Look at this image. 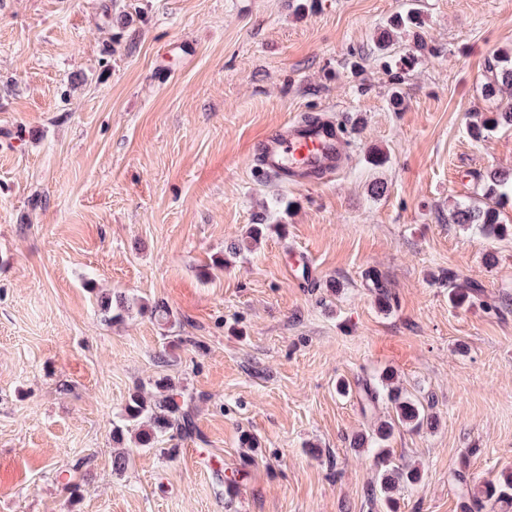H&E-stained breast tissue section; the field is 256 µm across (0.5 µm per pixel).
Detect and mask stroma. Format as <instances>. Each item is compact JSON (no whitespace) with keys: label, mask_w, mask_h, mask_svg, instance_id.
<instances>
[{"label":"stroma","mask_w":512,"mask_h":512,"mask_svg":"<svg viewBox=\"0 0 512 512\" xmlns=\"http://www.w3.org/2000/svg\"><path fill=\"white\" fill-rule=\"evenodd\" d=\"M411 7L418 34L378 59ZM511 49L512 0H0V512H386L352 445L388 414L361 396L386 372L435 417L386 443L423 473L400 512H462L512 469V237L448 221L512 173V129L467 134L512 99L482 91ZM311 112L349 127L341 175H262L254 142ZM452 275L482 295L453 307ZM103 293L136 305L105 322ZM163 377L200 439L170 456L126 434L113 472V421ZM80 457L73 507L56 469Z\"/></svg>","instance_id":"stroma-1"}]
</instances>
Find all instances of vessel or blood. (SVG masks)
<instances>
[{
  "instance_id": "1",
  "label": "vessel or blood",
  "mask_w": 512,
  "mask_h": 512,
  "mask_svg": "<svg viewBox=\"0 0 512 512\" xmlns=\"http://www.w3.org/2000/svg\"><path fill=\"white\" fill-rule=\"evenodd\" d=\"M252 154L271 178L305 184L340 172L350 145L340 122L311 114L266 131L254 143Z\"/></svg>"
}]
</instances>
